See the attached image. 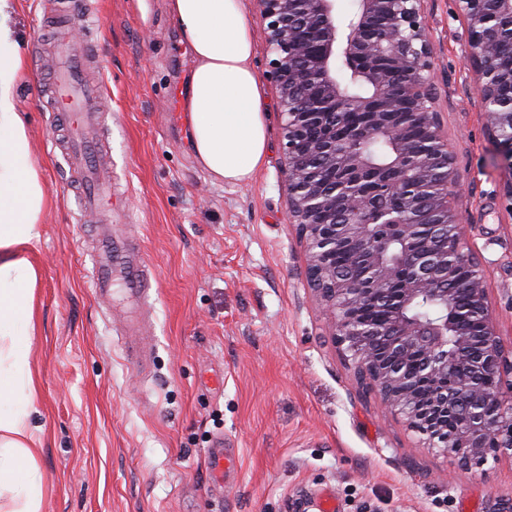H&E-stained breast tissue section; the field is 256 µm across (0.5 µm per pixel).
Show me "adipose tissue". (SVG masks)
Wrapping results in <instances>:
<instances>
[{
    "mask_svg": "<svg viewBox=\"0 0 512 512\" xmlns=\"http://www.w3.org/2000/svg\"><path fill=\"white\" fill-rule=\"evenodd\" d=\"M13 6L0 0V492L13 493V512H40L42 429L29 421L38 396L30 348L39 274L29 253L48 200L17 106L25 54L9 23ZM169 11L196 60L188 109L197 159L216 182L243 181L264 162L266 135L242 0H169Z\"/></svg>",
    "mask_w": 512,
    "mask_h": 512,
    "instance_id": "1",
    "label": "adipose tissue"
}]
</instances>
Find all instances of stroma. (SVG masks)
Here are the masks:
<instances>
[{
  "mask_svg": "<svg viewBox=\"0 0 512 512\" xmlns=\"http://www.w3.org/2000/svg\"><path fill=\"white\" fill-rule=\"evenodd\" d=\"M243 4L267 151L233 184L210 179L189 117L167 109L170 86L189 83L195 63L168 0H86L93 21L74 31L98 57L92 75L108 93L103 137L122 195L114 231L139 241L156 271L145 375L125 352L122 293L107 304L88 287L95 223L67 188L61 120L47 95L53 0H16L10 23L26 67L17 105L51 198L31 255L41 512H319L327 496L336 512H493L512 502V459L461 470L382 413L331 342L288 222L278 94L264 78L266 22L257 0ZM423 11L436 108L461 182L457 208L512 345V211L464 63L465 26L453 0H424ZM219 438L238 458L220 480L208 466Z\"/></svg>",
  "mask_w": 512,
  "mask_h": 512,
  "instance_id": "1",
  "label": "stroma"
}]
</instances>
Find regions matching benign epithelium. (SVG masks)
Instances as JSON below:
<instances>
[{"instance_id": "obj_1", "label": "benign epithelium", "mask_w": 512, "mask_h": 512, "mask_svg": "<svg viewBox=\"0 0 512 512\" xmlns=\"http://www.w3.org/2000/svg\"><path fill=\"white\" fill-rule=\"evenodd\" d=\"M422 2L358 0L341 19L336 0H258L268 20L266 77L284 119L288 220L333 343L384 410L473 470L490 456L512 457V348L501 341L483 266L454 204L458 175L435 108ZM455 12L512 210V72L497 65L512 53V37L503 40L495 24L512 19V0H455ZM349 78L364 92L349 94ZM373 140L390 146L382 164L365 153ZM422 223L432 232L419 244ZM338 252L361 264L360 277L336 269ZM466 268L478 336L455 315L446 288ZM423 300L437 306L427 320L410 312ZM371 305L385 309V322L364 315Z\"/></svg>"}]
</instances>
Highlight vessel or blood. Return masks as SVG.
<instances>
[{"label": "vessel or blood", "mask_w": 512, "mask_h": 512, "mask_svg": "<svg viewBox=\"0 0 512 512\" xmlns=\"http://www.w3.org/2000/svg\"><path fill=\"white\" fill-rule=\"evenodd\" d=\"M80 23L81 18L76 13L63 21V33L55 48L59 68L53 90L54 108L65 113L69 120L66 156L81 182L82 208L100 223L98 249L89 282L91 292L98 300H111L112 288L119 282L128 301L134 303L148 298L152 284L147 276L146 257L112 234L115 203L111 168L87 161L90 151L103 149L99 128L106 101L102 86L86 79L82 46L69 35L70 30Z\"/></svg>", "instance_id": "1"}]
</instances>
